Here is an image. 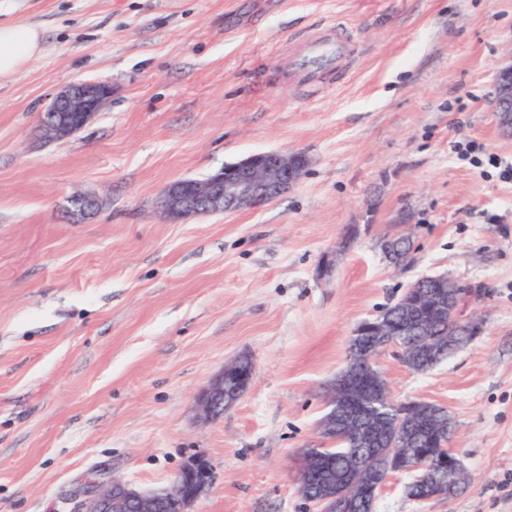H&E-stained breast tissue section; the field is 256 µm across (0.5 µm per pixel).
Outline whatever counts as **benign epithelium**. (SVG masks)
<instances>
[{
  "label": "benign epithelium",
  "mask_w": 512,
  "mask_h": 512,
  "mask_svg": "<svg viewBox=\"0 0 512 512\" xmlns=\"http://www.w3.org/2000/svg\"><path fill=\"white\" fill-rule=\"evenodd\" d=\"M112 96V86L102 81H82L63 87L49 109L40 115L39 127L48 142L71 138L84 129ZM492 111L500 128L512 134V51L497 65ZM308 161L300 152L269 151L251 154L203 180L185 179L170 185L156 202L173 220L260 207L296 184ZM434 290L418 291L411 284L386 311L361 321L349 344L346 368L329 383L328 411L318 427L326 442L357 440L363 455L352 459L342 477L323 481L313 502L320 512H353L360 501L373 502L396 472L415 471L418 480L429 482L436 472L448 473V494L434 493L433 499L453 496L465 476L451 441L453 426L437 428L436 408L424 401H397L377 367L389 349L409 367L425 371L436 363L446 348L458 339L478 336L483 320L468 314L464 298L472 289L448 276L429 277ZM439 323L448 325V335L435 332ZM254 366L247 359L232 362L195 397L198 420L213 421L224 416L250 386ZM431 434L438 439L432 454L410 452L414 434ZM311 466L296 472V481H311L321 465L319 448H306ZM210 463L197 457L187 461L171 484L159 491L140 492L120 481L86 499L81 512H190L211 484Z\"/></svg>",
  "instance_id": "1"
}]
</instances>
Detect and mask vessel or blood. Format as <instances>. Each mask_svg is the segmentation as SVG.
I'll list each match as a JSON object with an SVG mask.
<instances>
[{
    "mask_svg": "<svg viewBox=\"0 0 512 512\" xmlns=\"http://www.w3.org/2000/svg\"><path fill=\"white\" fill-rule=\"evenodd\" d=\"M360 48L355 36L337 29L335 38L311 34L301 40L288 68V80L304 88L322 84L329 74L339 72Z\"/></svg>",
    "mask_w": 512,
    "mask_h": 512,
    "instance_id": "obj_1",
    "label": "vessel or blood"
}]
</instances>
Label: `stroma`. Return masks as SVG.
<instances>
[{"instance_id": "stroma-1", "label": "stroma", "mask_w": 512, "mask_h": 512, "mask_svg": "<svg viewBox=\"0 0 512 512\" xmlns=\"http://www.w3.org/2000/svg\"><path fill=\"white\" fill-rule=\"evenodd\" d=\"M42 51L0 84V512H78L119 479L159 490L212 466L192 512H317L296 458L359 322L416 279L478 289L483 333L425 372L379 360L393 397L444 407L468 481L374 512H512V135L490 106L512 0H0ZM342 25L361 50L321 87L282 81L295 36ZM78 80L112 98L39 136ZM262 151L306 156L258 208L173 221L172 182ZM102 207L73 218V200ZM411 237L394 267L383 242ZM249 359L251 387L200 423L194 398ZM112 96V86L102 81H82L63 87L47 112L40 115L39 127L48 142L71 138L84 129Z\"/></svg>"}]
</instances>
